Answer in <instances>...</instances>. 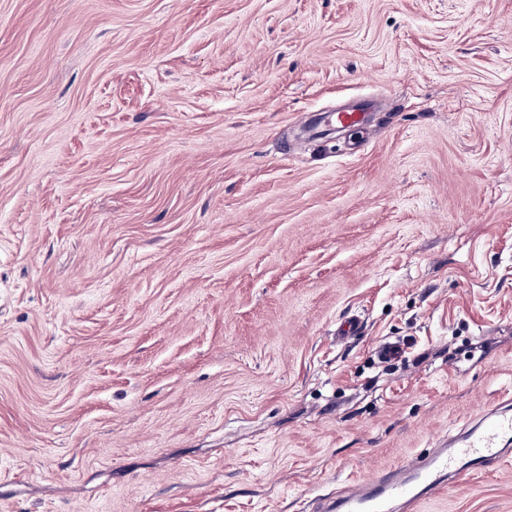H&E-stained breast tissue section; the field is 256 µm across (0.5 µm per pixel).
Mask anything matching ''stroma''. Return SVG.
Masks as SVG:
<instances>
[{
    "instance_id": "obj_1",
    "label": "stroma",
    "mask_w": 512,
    "mask_h": 512,
    "mask_svg": "<svg viewBox=\"0 0 512 512\" xmlns=\"http://www.w3.org/2000/svg\"><path fill=\"white\" fill-rule=\"evenodd\" d=\"M508 397L512 0H0V512H312ZM362 119V112H330L322 113L319 118V125L328 127L353 128Z\"/></svg>"
}]
</instances>
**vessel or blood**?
Returning a JSON list of instances; mask_svg holds the SVG:
<instances>
[{"label": "vessel or blood", "mask_w": 512, "mask_h": 512, "mask_svg": "<svg viewBox=\"0 0 512 512\" xmlns=\"http://www.w3.org/2000/svg\"><path fill=\"white\" fill-rule=\"evenodd\" d=\"M512 454V402L484 410L476 421L435 444L427 453L368 478L349 481L317 498V512H416L450 480L475 467H490Z\"/></svg>", "instance_id": "b4317fda"}]
</instances>
